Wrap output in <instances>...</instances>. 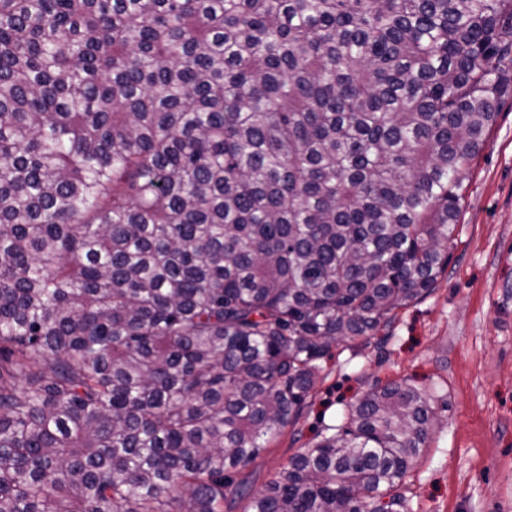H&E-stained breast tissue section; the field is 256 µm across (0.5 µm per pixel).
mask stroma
<instances>
[{
	"label": "stroma",
	"mask_w": 512,
	"mask_h": 512,
	"mask_svg": "<svg viewBox=\"0 0 512 512\" xmlns=\"http://www.w3.org/2000/svg\"><path fill=\"white\" fill-rule=\"evenodd\" d=\"M456 244L427 297L368 340L334 347L301 417L233 475L248 512L281 465L342 423L377 384L435 393L432 439L412 472L407 512H512V101H506L463 182Z\"/></svg>",
	"instance_id": "stroma-1"
}]
</instances>
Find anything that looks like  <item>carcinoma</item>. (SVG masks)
Returning a JSON list of instances; mask_svg holds the SVG:
<instances>
[{
	"label": "carcinoma",
	"instance_id": "obj_1",
	"mask_svg": "<svg viewBox=\"0 0 512 512\" xmlns=\"http://www.w3.org/2000/svg\"><path fill=\"white\" fill-rule=\"evenodd\" d=\"M507 98L512 0H0V512H224L436 288ZM432 401L371 388L250 512H407Z\"/></svg>",
	"mask_w": 512,
	"mask_h": 512
}]
</instances>
